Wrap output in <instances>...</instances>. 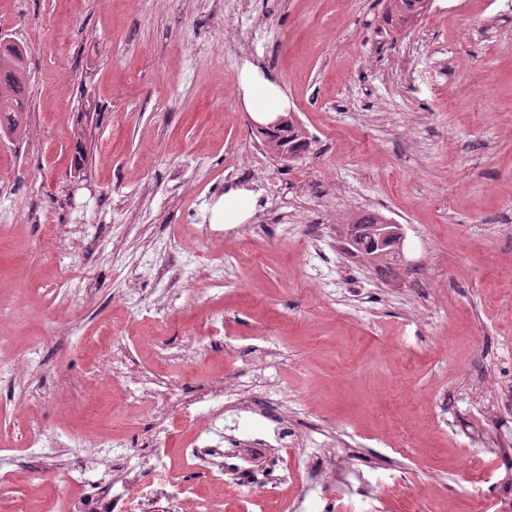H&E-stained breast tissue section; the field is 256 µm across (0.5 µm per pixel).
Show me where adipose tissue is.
<instances>
[{"instance_id": "obj_1", "label": "adipose tissue", "mask_w": 512, "mask_h": 512, "mask_svg": "<svg viewBox=\"0 0 512 512\" xmlns=\"http://www.w3.org/2000/svg\"><path fill=\"white\" fill-rule=\"evenodd\" d=\"M238 95L246 111L260 122L288 110V96L282 87L257 64L245 63L238 77Z\"/></svg>"}]
</instances>
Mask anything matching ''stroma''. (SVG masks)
Here are the masks:
<instances>
[{
  "instance_id": "stroma-1",
  "label": "stroma",
  "mask_w": 512,
  "mask_h": 512,
  "mask_svg": "<svg viewBox=\"0 0 512 512\" xmlns=\"http://www.w3.org/2000/svg\"><path fill=\"white\" fill-rule=\"evenodd\" d=\"M387 0H0V36L26 55L27 125L0 139V302L21 304L0 343V481L28 463L39 512H61L67 451L36 454L48 431L150 444L158 379L273 387L305 436L270 448L292 464L323 444L385 489L341 512H469L483 478L490 512L512 467V0H433L409 25ZM286 91L307 132L297 158L259 145L237 93L243 62ZM185 187L169 192L170 175ZM339 186L335 222L315 192ZM231 188L276 190L290 215L199 289L194 268L232 248L207 240ZM379 212L405 231L404 259L377 272L344 254L339 230ZM44 215L34 224L29 213ZM57 242L46 246L47 230ZM92 240L86 295L69 270L73 235ZM254 251V252H255ZM184 269L201 304L168 308L154 264ZM275 352L243 374L209 347L177 357L207 313ZM137 380H103L108 360Z\"/></svg>"
}]
</instances>
